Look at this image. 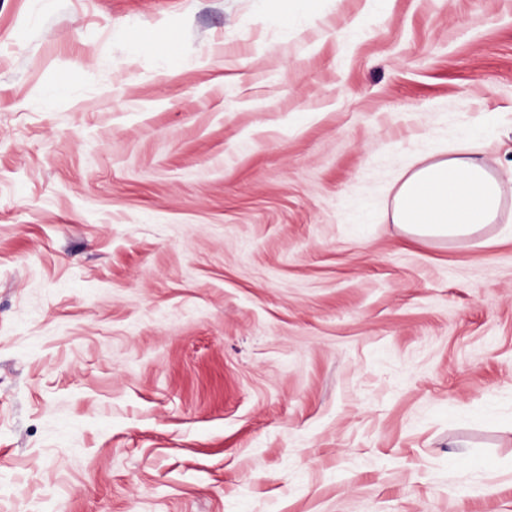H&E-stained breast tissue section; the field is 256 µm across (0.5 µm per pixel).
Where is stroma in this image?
<instances>
[{"instance_id":"1","label":"stroma","mask_w":512,"mask_h":512,"mask_svg":"<svg viewBox=\"0 0 512 512\" xmlns=\"http://www.w3.org/2000/svg\"><path fill=\"white\" fill-rule=\"evenodd\" d=\"M364 10L0 0V512H512V240L391 222L512 0ZM287 27L299 25L310 14L317 0H266Z\"/></svg>"}]
</instances>
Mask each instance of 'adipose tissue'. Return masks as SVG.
<instances>
[{"mask_svg":"<svg viewBox=\"0 0 512 512\" xmlns=\"http://www.w3.org/2000/svg\"><path fill=\"white\" fill-rule=\"evenodd\" d=\"M501 179L484 160L416 158L397 178L392 222L418 242L461 241L499 223Z\"/></svg>","mask_w":512,"mask_h":512,"instance_id":"obj_1","label":"adipose tissue"}]
</instances>
